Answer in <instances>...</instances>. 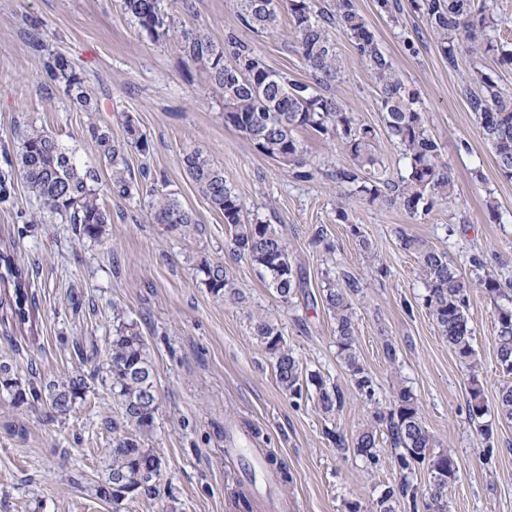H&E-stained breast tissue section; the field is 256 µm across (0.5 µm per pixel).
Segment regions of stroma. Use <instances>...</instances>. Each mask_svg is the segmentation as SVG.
Segmentation results:
<instances>
[{
    "mask_svg": "<svg viewBox=\"0 0 512 512\" xmlns=\"http://www.w3.org/2000/svg\"><path fill=\"white\" fill-rule=\"evenodd\" d=\"M400 3L393 20L376 0H357L441 147L455 197L416 218L379 202L350 199L342 223L336 219L340 190L329 173L348 158L335 136L299 131L316 171L310 179H296L288 165L257 152L225 124L222 93L187 60L178 41L141 32L119 0H0V170L14 162L22 133L33 126L55 133L107 181L109 171L88 127H108L120 141L131 122L150 144L148 156L129 153L131 169L148 168V184L175 193L199 225L184 235L151 223L142 196L107 195L112 222L106 238L80 242L70 224L44 209L22 182L0 202V244L25 265L36 303L32 331L0 320V362H9L23 381L76 370L92 376L85 399L53 422L44 404H14L0 389V512H112L96 488L107 476L112 423L120 417L106 371L117 315L136 323L154 363L160 407L147 445L162 460L159 495L127 501L123 512H234L225 486L231 473L256 497L258 512H349L353 505L374 512L396 478L394 451L380 440L379 464L371 469L353 449L329 439L332 430L353 436L371 412L338 355L333 321L322 306L307 301L343 270L362 278L355 300L357 348L380 405L389 406L395 388H410L437 448L450 449L458 461L448 512H512V423L499 421L494 411L504 383L496 358L495 302L477 289L470 296L478 362L473 373L440 336L423 304L418 263L399 241L403 233L426 238L454 263L470 252L485 253L490 270L512 283V180L498 173L464 95L476 69L512 91V70L500 69L488 54L476 61L461 58L458 68H450L409 0ZM168 10L177 26L205 27L219 42L237 32L268 68L293 80L308 76L292 37L241 29L227 0H170ZM336 48L347 67L333 92L357 123L374 128L378 156L397 173L401 151L386 135L379 90L344 34H337ZM51 54L81 69L99 111H78L63 92L46 93L44 63ZM190 148L223 168L227 186L252 221L272 225L285 237L307 281L291 304L267 288L254 264L235 259L223 215L184 170L182 156ZM490 199L497 215L487 210ZM319 230L320 243L314 239ZM361 235L371 250L360 249ZM204 261L232 269L244 303L209 292L197 272ZM257 313L277 320L307 370L342 388L340 411L323 413L315 393L292 399L280 390L272 359L251 334L249 317ZM387 340L397 349L393 364L383 357ZM79 342L94 343L93 360H80ZM474 375L488 407L485 432L467 412ZM236 448L274 453L287 463L289 481L249 469L233 456Z\"/></svg>",
    "mask_w": 512,
    "mask_h": 512,
    "instance_id": "obj_1",
    "label": "stroma"
}]
</instances>
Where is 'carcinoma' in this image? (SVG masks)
I'll return each instance as SVG.
<instances>
[{"instance_id":"carcinoma-1","label":"carcinoma","mask_w":512,"mask_h":512,"mask_svg":"<svg viewBox=\"0 0 512 512\" xmlns=\"http://www.w3.org/2000/svg\"><path fill=\"white\" fill-rule=\"evenodd\" d=\"M414 10L436 36L448 66H456L458 56L468 53H493L496 63L512 69V48L492 36L496 31L492 0H412ZM240 27L253 33L278 30L281 0H230ZM122 11L153 39L175 32V22L163 0H120ZM289 27L308 71V80H291L270 70L251 44L235 33L215 41L206 29H184L178 38L181 51L202 69L212 85L224 94V123L236 128L254 148L278 159L294 170L297 179L313 176L308 170L304 144L297 138L300 130L311 129L336 138L349 163L330 173L344 198H356L370 204L381 202L405 211L412 217L429 213L436 203L454 196V181L447 165L440 162L441 148L425 129L416 99L381 50L378 39L368 27L357 0H330L328 6L313 10L311 0H286ZM339 28L350 40L358 57L372 74L380 91L384 127L390 140L402 151L403 171L392 177L384 170L374 152L373 127L355 122L353 113L331 93L345 70V61L336 50L332 29ZM50 83L62 88L83 112H95L98 103L88 95L81 73L74 62L55 55L46 64ZM480 90L466 93L469 111L477 119L484 140L490 145L499 173L512 179V94L489 75L475 72ZM99 157L110 170L105 190L121 198L140 192L127 156L150 152L148 140L132 123L126 124V138L112 141L100 127L89 128ZM184 169L211 206L224 216L235 251L250 259L263 272V279L282 302L288 304L303 287L301 273L294 268L286 239L270 224L246 220V206L224 182V171L215 167L200 149L183 153ZM14 169L28 191L52 213L65 217L73 225L75 237L100 242L105 239L111 215L100 203L95 170L84 167L59 139L43 129L32 127L22 136L15 155ZM152 223L167 224L183 233L197 230V221L179 199L156 186L146 190ZM400 247L413 254L420 266L427 290L425 305L448 348L469 369L475 366L473 332L468 307L473 289L490 296L506 295L499 280L486 272L485 256L471 253L462 260L475 278H467L448 256L429 241L403 234ZM203 284L211 294L234 302L245 300L232 270L224 265L201 263ZM0 284L12 297V321L20 331L33 329L32 293L28 273L14 255L0 252ZM360 278L342 273V281L328 282L320 301L332 319L339 356L361 398L371 401L375 395L373 378L360 363L357 349L354 296L359 294ZM496 357L504 376L512 375V305L497 306ZM252 335L273 360L281 390L299 399L304 388L315 387L321 410L333 414L344 405L345 395L336 385H328L321 376L303 374L300 359L283 339L278 322L258 314L251 316ZM107 372L113 401L120 407L122 422L112 425L111 463L96 495L112 502L114 512L141 493L158 492L162 461L145 440L153 433L159 410L154 383V365L136 324L119 321L113 328L108 352ZM0 388L14 403L30 399L42 401L54 419L67 417L89 389V377L74 371L59 379L38 384L23 382L10 364L0 363ZM468 416L483 427L487 414L478 375H471ZM499 420L512 423V384L503 385L497 398ZM386 433L395 450L394 466L398 481L386 487L375 503V512H396L403 505L419 512L429 498L448 494L456 480L458 464L444 449H433L434 439L422 417L419 402L412 391L396 390L390 407L376 409L371 420L347 440L340 431L328 436L338 448L351 447L370 467L378 464V435ZM427 463L429 489L420 491L411 479L416 463Z\"/></svg>"}]
</instances>
